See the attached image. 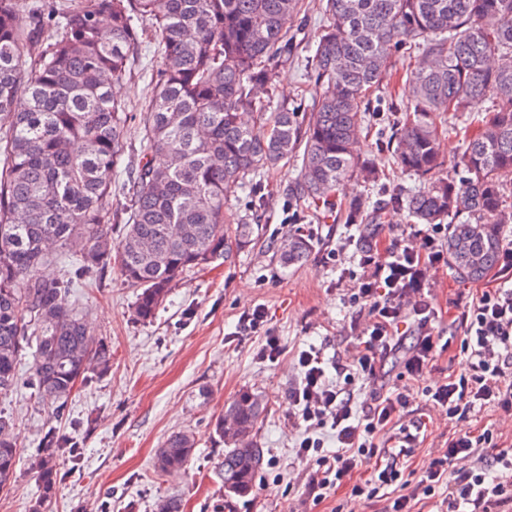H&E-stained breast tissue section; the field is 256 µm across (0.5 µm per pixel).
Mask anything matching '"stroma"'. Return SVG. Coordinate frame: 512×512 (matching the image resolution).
Segmentation results:
<instances>
[{
	"mask_svg": "<svg viewBox=\"0 0 512 512\" xmlns=\"http://www.w3.org/2000/svg\"><path fill=\"white\" fill-rule=\"evenodd\" d=\"M326 22L322 0H304L293 23L291 55L275 80V103L303 112L311 108L318 94L314 40ZM134 57V71L118 93L138 113L151 96L157 49L141 44ZM408 90L398 74L388 72L361 125L359 160L386 172V180H351L329 208L302 204L294 196L300 168L294 158L261 173L258 191L232 189L233 213L254 227L251 242L227 259L182 275L152 321L136 320L137 291L118 268L93 273L75 286L72 299L86 312L93 340L112 347V367L79 382L59 418L25 385L0 399V413L14 419L20 455L15 479L0 489V512H29L40 493L30 460L51 430L69 437L77 452L59 458L60 481L48 512H156L157 503L169 497L181 501L183 512H217L224 500L219 470L225 443L215 421L244 390L267 407L256 429L264 464L253 493L236 499L234 512H332L339 505L345 512H377V504L351 498L345 488L320 505L308 501L307 470L291 456L300 430L292 424L288 391L299 378L298 350L316 347L332 366L349 347L356 330L347 294L362 274L360 253L385 250L418 229L406 210L389 204L393 194L420 187L416 176L394 165L390 148L395 112L406 103ZM356 197L384 207L372 239H365L362 225L345 221ZM293 232L308 235L312 247L305 261L289 267L276 248ZM499 280L495 271L467 282L451 267L432 269L428 283L439 311L436 333H457L460 297L495 287ZM258 306L265 328L279 338V357L261 356L260 337L243 328V317ZM418 421L424 427L410 461L415 469L446 448L452 430L462 434L479 423L493 424L501 442L512 443V422L490 409L482 411L480 421L452 425L420 396L411 400L402 423ZM176 432L194 437L195 456L185 471L160 474L156 453Z\"/></svg>",
	"mask_w": 512,
	"mask_h": 512,
	"instance_id": "1",
	"label": "stroma"
}]
</instances>
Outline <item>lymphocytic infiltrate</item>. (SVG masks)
I'll return each mask as SVG.
<instances>
[{
  "mask_svg": "<svg viewBox=\"0 0 512 512\" xmlns=\"http://www.w3.org/2000/svg\"><path fill=\"white\" fill-rule=\"evenodd\" d=\"M443 231V225H430L421 232L417 249L397 242L384 252L360 256L363 274L348 302L366 308L369 319L354 336L345 361L336 366L343 385L330 383L319 349L295 356L300 377L288 397L292 417L303 431L293 455L311 469L312 503L345 486L350 497L381 504V512H415L420 501L435 497L444 512H502L512 506V447L498 443L491 430L449 437L447 448L416 474L408 472L406 463L418 435L402 429L395 450L376 442L381 431L394 427L417 392L452 421L489 407L512 417V286L486 289L466 302L459 316L464 368L434 385L422 383L434 366L440 341L434 332L438 311L426 282L430 268L448 261L440 245ZM405 317L414 325L409 337L399 331ZM393 356L403 364L401 386L373 395L364 412H356L352 386L375 382ZM325 427L336 438L330 453L315 435ZM368 463L371 475L354 481V474Z\"/></svg>",
  "mask_w": 512,
  "mask_h": 512,
  "instance_id": "1",
  "label": "lymphocytic infiltrate"
}]
</instances>
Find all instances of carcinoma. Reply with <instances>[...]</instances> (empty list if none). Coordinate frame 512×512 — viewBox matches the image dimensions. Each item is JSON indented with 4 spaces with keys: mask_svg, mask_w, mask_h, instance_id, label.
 Wrapping results in <instances>:
<instances>
[{
    "mask_svg": "<svg viewBox=\"0 0 512 512\" xmlns=\"http://www.w3.org/2000/svg\"><path fill=\"white\" fill-rule=\"evenodd\" d=\"M299 0H0V394L18 383L33 350L27 385L60 415L76 382L112 367V347L93 342L69 300L75 279L117 266L140 290L133 307L151 321L173 285L205 261L250 242L227 194L296 154V197L316 204L354 176L368 180L356 153L370 96L391 68V50L412 43L428 65L405 69L411 101L400 111L396 164L423 187L389 201L419 224L448 225V262L468 282L499 264L512 198V0H326L316 41L318 100L308 116L256 100L289 54ZM154 40L152 97L140 121V149L116 179L132 120L114 89L131 75L136 45ZM255 113L248 125L240 113ZM479 125L466 140L458 181L441 173L436 143L454 130L447 116ZM128 199L119 239L112 196ZM71 258L54 280L39 275L51 248ZM311 242H280L283 263L302 262ZM261 399L240 393L216 420L237 426L226 442L224 505L246 497L264 462L254 431ZM13 423L0 415V488L18 464ZM67 441L49 431L32 458L44 512ZM194 439L170 435L157 455L166 474L185 470Z\"/></svg>",
    "mask_w": 512,
    "mask_h": 512,
    "instance_id": "1",
    "label": "carcinoma"
}]
</instances>
